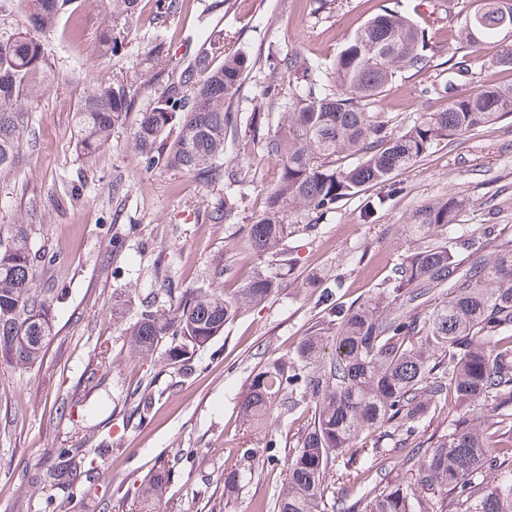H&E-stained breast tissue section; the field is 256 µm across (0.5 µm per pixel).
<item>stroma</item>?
<instances>
[{"mask_svg": "<svg viewBox=\"0 0 512 512\" xmlns=\"http://www.w3.org/2000/svg\"><path fill=\"white\" fill-rule=\"evenodd\" d=\"M391 0H183L182 11L162 22L155 0H137L116 53L97 51L112 0H79L56 27L37 33L56 73L33 105L35 142L19 175L0 177V224H30L34 248L57 254L59 264L41 271L40 283L63 289L54 307L56 336L42 362L25 372L0 365V512H128L138 488L159 466L171 467L163 501L166 512H262L285 477L295 440L311 417L309 403L279 409L263 430L240 416L253 376L268 361L293 356L321 320L317 292L305 291L308 275L337 282L335 299L350 305L381 289L392 266L411 252L401 234L422 206L443 198L467 205L444 236L467 237L487 252L512 245V117L455 143L436 147L394 177L396 193L373 187L342 200L319 219L315 231L296 228L295 260L283 269L280 289L259 307L226 324L201 349L191 369L162 356L131 358L123 323L112 304L131 290L189 288L223 262L227 285H239L267 259L251 250L246 229L261 218L280 175L278 163L245 131L246 119L271 83L288 75L269 69L270 55L298 53L326 64L345 40ZM402 8L439 46L421 71H407L370 109L403 131L421 115L446 107L428 87L446 81L447 59L464 55L470 93L485 84L512 85V69L492 62L493 45L461 48L448 21L431 5L402 0ZM229 49L245 53L254 67L232 106L224 164L245 173L243 185H206L192 175L146 167L133 146L140 112L188 63L214 31ZM161 46L162 63L146 54ZM120 79L135 103L112 129L108 146L87 156L77 147L75 114L102 81ZM234 192L240 203L228 223L208 214ZM385 203L366 218L369 200ZM130 236L112 253L114 228ZM112 361L98 364L101 346ZM95 381H88V374ZM148 388L145 400L133 397ZM77 448L107 454L93 473L59 483L56 451ZM236 472L239 491L224 498V477Z\"/></svg>", "mask_w": 512, "mask_h": 512, "instance_id": "obj_1", "label": "stroma"}]
</instances>
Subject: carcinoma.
I'll list each match as a JSON object with an SVG mask.
<instances>
[{"label": "carcinoma", "mask_w": 512, "mask_h": 512, "mask_svg": "<svg viewBox=\"0 0 512 512\" xmlns=\"http://www.w3.org/2000/svg\"><path fill=\"white\" fill-rule=\"evenodd\" d=\"M32 27L52 30L76 0H33ZM136 0H112L101 54L119 49L118 23ZM182 0H155L158 19L181 11ZM448 28L475 47L512 29V0H476L459 17L448 0ZM438 52L400 2L369 19L336 53L329 67L288 54L268 66L288 73V95L267 87L247 127L279 164L263 217L248 228L253 250L288 265V238L298 219L336 209L345 197L384 185L442 143L512 115V85L487 84L451 98L445 109L420 116L402 133L368 105L401 73L419 71ZM223 57L216 65L214 59ZM250 58L210 41L179 79L140 113L134 149L149 167L162 164L206 184L224 179L228 108L252 69ZM55 81L40 43L26 32L0 33V174L19 171L34 140L32 104ZM133 106L130 89L112 80L88 95L76 113L85 155L108 145L112 126ZM281 116L273 131L269 112ZM177 128L173 140L168 133ZM356 156L357 162L345 158ZM464 201L424 207L406 231L421 242L395 265L387 288L357 306L331 303L322 326L300 342L293 358L266 363L243 398L242 419L267 421L297 395L311 403L310 422L273 499L272 512H512V250L489 259L469 238L439 236L455 224ZM32 225L0 234V362L26 370L41 362L53 333L52 289L38 285L37 268L56 254L33 250ZM474 256L462 266L459 253ZM276 278L256 270L238 288L224 287L215 265L206 285L139 292L112 305L124 317L130 350L146 360L160 346L168 360L190 365L195 352L224 332L238 313L265 303ZM448 410L447 425L424 441L419 427ZM394 448H426L410 476H393L385 441ZM95 459L57 449L55 475L94 470ZM172 472L161 466L142 485L134 512H160ZM368 486L366 495L330 504L328 482Z\"/></svg>", "instance_id": "1"}]
</instances>
